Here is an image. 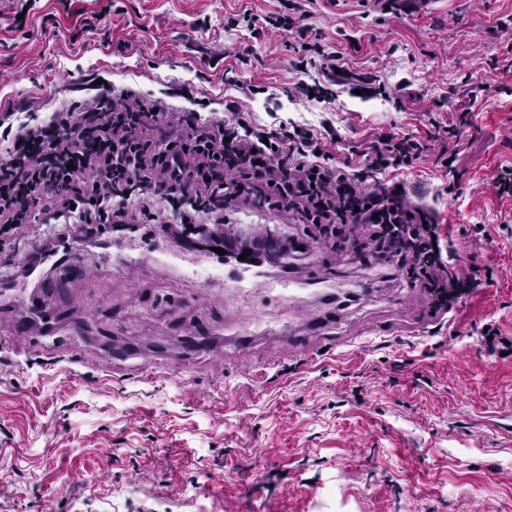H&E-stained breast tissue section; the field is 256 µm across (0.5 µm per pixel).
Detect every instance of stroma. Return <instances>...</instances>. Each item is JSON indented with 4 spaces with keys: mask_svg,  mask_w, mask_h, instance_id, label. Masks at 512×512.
I'll return each instance as SVG.
<instances>
[{
    "mask_svg": "<svg viewBox=\"0 0 512 512\" xmlns=\"http://www.w3.org/2000/svg\"><path fill=\"white\" fill-rule=\"evenodd\" d=\"M305 8L364 93L298 92L327 76L291 33L264 30L280 0H0V106L52 112L130 86L269 129L332 127L354 167L380 135L413 136L424 152L395 180L435 211L450 272L492 279L433 318L399 272L317 250L257 287L317 272L347 305L307 293L269 323L212 296L222 261L154 225L119 236L156 255L147 268L103 269L106 250L84 243L95 273L66 283L62 333L14 336L15 308L0 310V512H512V356L480 343L488 324L512 339V196L495 186L512 167V0ZM235 14L259 33L225 29ZM203 330L207 347L186 351ZM288 336L324 356L285 353ZM121 348L133 357L112 358Z\"/></svg>",
    "mask_w": 512,
    "mask_h": 512,
    "instance_id": "35a3bbf8",
    "label": "stroma"
}]
</instances>
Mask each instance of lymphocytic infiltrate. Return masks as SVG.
<instances>
[{"mask_svg": "<svg viewBox=\"0 0 512 512\" xmlns=\"http://www.w3.org/2000/svg\"><path fill=\"white\" fill-rule=\"evenodd\" d=\"M284 2L288 15L270 26L292 32L302 51L321 54L334 73L340 58L313 42L301 0ZM0 140V246L31 224L55 228L30 238L25 278L58 238L90 240L135 223L169 222L177 227L170 240L187 246L207 226L223 227L226 209L263 206L286 229L278 242L257 234L251 241L276 255L297 253L304 238L347 243L358 258L407 271L410 286L432 292L436 309L447 312L479 285L449 274L433 212L379 179L419 159L423 146L411 137L379 136L354 169L335 161L334 130H272L233 108L221 118L177 111L129 88L42 118L1 107Z\"/></svg>", "mask_w": 512, "mask_h": 512, "instance_id": "lymphocytic-infiltrate-1", "label": "lymphocytic infiltrate"}]
</instances>
